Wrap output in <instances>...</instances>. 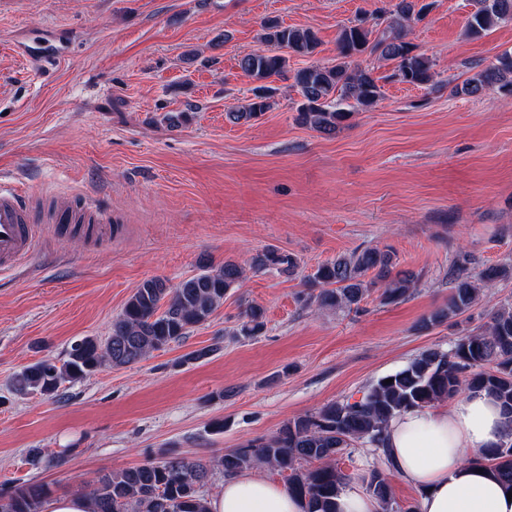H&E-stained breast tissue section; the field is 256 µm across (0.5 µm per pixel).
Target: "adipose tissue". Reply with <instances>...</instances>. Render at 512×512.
<instances>
[{
    "label": "adipose tissue",
    "mask_w": 512,
    "mask_h": 512,
    "mask_svg": "<svg viewBox=\"0 0 512 512\" xmlns=\"http://www.w3.org/2000/svg\"><path fill=\"white\" fill-rule=\"evenodd\" d=\"M504 433L500 404L470 391L444 406L414 408L394 417L386 446L396 472L417 488V512H512L505 487L480 459ZM208 512H305L288 490L251 471L225 477Z\"/></svg>",
    "instance_id": "ef3b65f1"
}]
</instances>
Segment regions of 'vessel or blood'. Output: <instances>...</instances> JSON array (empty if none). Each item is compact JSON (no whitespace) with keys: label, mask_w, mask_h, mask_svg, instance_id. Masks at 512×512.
Here are the masks:
<instances>
[{"label":"vessel or blood","mask_w":512,"mask_h":512,"mask_svg":"<svg viewBox=\"0 0 512 512\" xmlns=\"http://www.w3.org/2000/svg\"><path fill=\"white\" fill-rule=\"evenodd\" d=\"M58 220L79 225L85 236L96 240L102 236L104 225L111 223L112 214L83 198L62 203ZM41 228L40 218L23 196L0 186V269L15 267L32 254Z\"/></svg>","instance_id":"obj_1"}]
</instances>
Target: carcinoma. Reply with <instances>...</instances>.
I'll return each mask as SVG.
<instances>
[{"instance_id":"cac0c4a2","label":"carcinoma","mask_w":512,"mask_h":512,"mask_svg":"<svg viewBox=\"0 0 512 512\" xmlns=\"http://www.w3.org/2000/svg\"><path fill=\"white\" fill-rule=\"evenodd\" d=\"M431 4L422 0H392L391 19L379 33L364 22L345 26L338 40L336 63L309 65L294 73L301 95L298 120L314 130L332 134L357 108L376 104L381 87L373 69L353 64V57L370 54L394 62L386 76L412 86L435 83L433 62L406 40L409 28L427 16ZM512 23V0H475L466 26L467 35L480 37L496 25ZM262 41L268 48L247 52L239 59L242 72L258 86L247 103L227 113L233 122H249L271 107L275 88L265 84L288 72V55L310 56L319 45L315 32L286 26L276 19L262 24ZM498 89L512 94V54L481 69L465 81L461 92L480 96ZM390 249L368 247L318 266L309 277L307 300L320 309H352L372 292H380L383 305L398 304L415 290L417 277L395 270ZM297 258L274 248L254 255V271L291 273ZM244 266L227 260L175 286L161 278L143 280L112 321V332L103 342L87 336L71 344L62 364L37 361L15 375L13 388L24 395L51 398L60 387L86 379L106 365L127 366L151 352L178 342L206 323L237 287ZM512 277V266L496 265L477 273L460 266L453 278L448 303L421 322L427 328L457 316L483 298L485 292ZM266 328V311L251 304L243 311L239 334L260 336ZM392 382L377 380L353 402L332 401L311 414L285 422L278 432L257 438L239 448L224 450L219 459L224 474L233 475L264 465L286 474L288 491L301 498L306 512H336V498L347 487L349 476L337 466L338 457L357 444H367L389 457L385 430L389 421L413 408L447 401L466 390H484L502 405L508 427L506 440L485 455L501 482L512 489V303L494 308L480 329L457 337L446 351L427 349L406 367L390 375ZM208 464L170 453L157 462L112 470L94 483L91 496L97 512H207L200 494ZM366 489L381 512H415L414 504H399L392 496L384 470L373 468L365 477ZM47 484H23L0 496V512H40L50 494Z\"/></svg>"}]
</instances>
